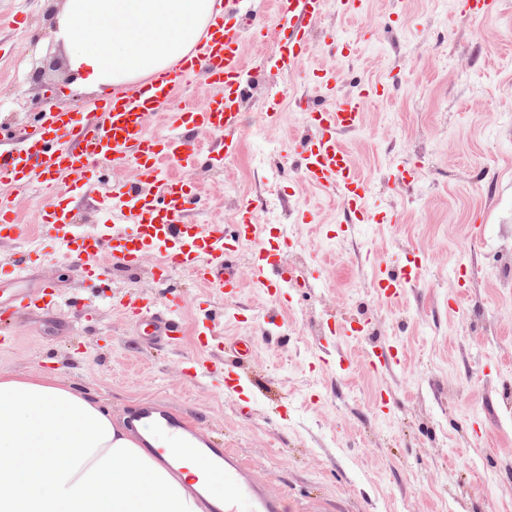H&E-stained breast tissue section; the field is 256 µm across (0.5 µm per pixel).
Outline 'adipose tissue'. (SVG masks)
<instances>
[{"instance_id": "ef3b65f1", "label": "adipose tissue", "mask_w": 512, "mask_h": 512, "mask_svg": "<svg viewBox=\"0 0 512 512\" xmlns=\"http://www.w3.org/2000/svg\"><path fill=\"white\" fill-rule=\"evenodd\" d=\"M216 7L61 0L54 38L79 87L121 92L193 51ZM147 440L57 371L0 372V512H209L196 464H167Z\"/></svg>"}]
</instances>
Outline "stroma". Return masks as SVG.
<instances>
[{"label": "stroma", "mask_w": 512, "mask_h": 512, "mask_svg": "<svg viewBox=\"0 0 512 512\" xmlns=\"http://www.w3.org/2000/svg\"><path fill=\"white\" fill-rule=\"evenodd\" d=\"M58 11V0H0V133L12 142L37 113L93 100L65 85ZM17 15L23 24L9 27ZM308 28L300 70L264 72L242 100L234 158L220 170L169 169L204 201L188 223H233L242 199H256L261 230L244 252L270 250L280 268L306 274V287L247 285L226 301L180 277L181 342H150L108 293L165 304L151 264L89 287L54 243L35 192L19 204L25 239H0V304L46 281L57 283L58 303L17 313L0 372L52 367L129 414L168 404L203 437L258 463L265 484L334 512H512V282L492 275L512 259V0L489 16L448 0H362L345 15L325 0ZM318 68L335 69V97L300 80ZM370 83L380 96L340 140L369 185V207L398 221L347 237L338 193L278 168L289 163L284 144L306 133L294 95L327 106ZM271 96L282 102L274 126L264 116ZM301 211L309 223H297ZM26 253L36 260L18 284L1 265ZM416 259L422 267L401 299L378 297L380 272ZM77 302L90 318L75 317ZM210 317L219 336L252 345L238 368L242 392L224 387L223 350L197 347V325ZM361 319L365 334L343 344L351 370L318 360L334 327ZM376 344L399 351L380 375L363 364Z\"/></svg>", "instance_id": "35a3bbf8"}]
</instances>
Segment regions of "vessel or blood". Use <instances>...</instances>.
<instances>
[{"label":"vessel or blood","instance_id":"b4317fda","mask_svg":"<svg viewBox=\"0 0 512 512\" xmlns=\"http://www.w3.org/2000/svg\"><path fill=\"white\" fill-rule=\"evenodd\" d=\"M243 2L221 0L196 53L160 72L138 91L104 100L98 114L86 118H75L67 110L40 112L21 146L0 143V175L8 176L10 184L9 191L0 193V233L14 239L22 235L15 200L32 186H44L53 195L68 193L88 184L96 169L109 168L113 179L96 183L100 205L112 213L111 236L78 231L68 208L49 215L72 268L83 280L97 281L111 269L132 272L150 258L154 276L161 283L187 274L228 299L237 296L247 275L255 287L274 288L267 275L272 266L269 255H252L249 271L238 267L240 248L257 231L252 200L241 202L233 231H225L220 224L187 223L188 213L198 205L195 192L165 170L170 163L195 164L202 155L200 144L184 136L187 128L223 134V153L209 158L214 168H222L225 159L238 150L242 130L239 106L254 82L242 65L243 36L234 23ZM322 4L323 0H278L273 22L254 19L256 33H271L277 40L266 66L279 71L298 66L308 51L307 21L320 15ZM202 66L217 94L198 104L173 108L171 98L179 80ZM376 93V85L371 84L359 97L343 99L335 107L308 106L307 136L289 141L285 147L286 152L301 155L304 181L338 192L348 217L344 229L348 235L356 225L368 221L395 220L391 211L368 208V187L356 177L340 140L342 133L360 127L362 103ZM148 114L164 115L171 132L148 133L143 122ZM130 165L138 173V183L132 187L118 178ZM412 278L411 270L392 268L376 278L374 288L379 297L394 300L402 297ZM135 419L151 434L156 447L172 449L195 462L216 512H284V499L261 483L252 463L231 448L199 446L180 415L145 405Z\"/></svg>","mask_w":512,"mask_h":512}]
</instances>
